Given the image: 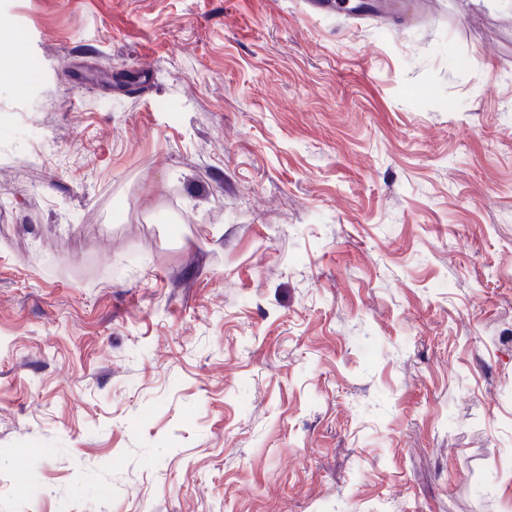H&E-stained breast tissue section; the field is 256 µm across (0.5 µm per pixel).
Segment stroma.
I'll use <instances>...</instances> for the list:
<instances>
[{"mask_svg":"<svg viewBox=\"0 0 512 512\" xmlns=\"http://www.w3.org/2000/svg\"><path fill=\"white\" fill-rule=\"evenodd\" d=\"M0 19V512H512V0ZM0 37L12 38L17 47V58L14 62L0 61V85L8 84L11 87L27 85L28 75L20 62L24 54V46L21 38L10 30H0Z\"/></svg>","mask_w":512,"mask_h":512,"instance_id":"1","label":"stroma"}]
</instances>
